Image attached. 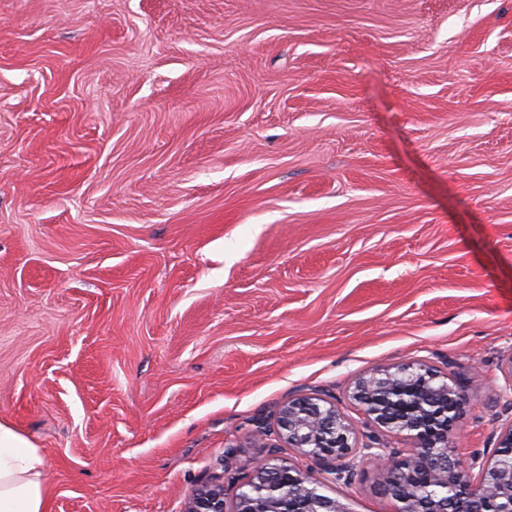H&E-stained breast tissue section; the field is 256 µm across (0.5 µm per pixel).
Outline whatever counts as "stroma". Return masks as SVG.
Returning a JSON list of instances; mask_svg holds the SVG:
<instances>
[{
  "mask_svg": "<svg viewBox=\"0 0 512 512\" xmlns=\"http://www.w3.org/2000/svg\"><path fill=\"white\" fill-rule=\"evenodd\" d=\"M511 353L512 0H0V418L50 512H184L409 361L492 454Z\"/></svg>",
  "mask_w": 512,
  "mask_h": 512,
  "instance_id": "stroma-1",
  "label": "stroma"
}]
</instances>
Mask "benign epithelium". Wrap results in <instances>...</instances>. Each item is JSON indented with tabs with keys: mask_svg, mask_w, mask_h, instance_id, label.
Listing matches in <instances>:
<instances>
[{
	"mask_svg": "<svg viewBox=\"0 0 512 512\" xmlns=\"http://www.w3.org/2000/svg\"><path fill=\"white\" fill-rule=\"evenodd\" d=\"M364 435L333 402L301 396L285 402L278 416V443L251 472L235 479L237 491L227 502L224 482L193 492L186 512H348L338 499L320 491L321 481L278 458L292 448L318 463L334 484H351L357 459L380 471L395 512H512V467L499 457L512 455V396L509 416L495 426L497 447L485 457L459 458L453 435L464 427L466 392L448 383V374L422 363L377 369L360 379L351 394ZM405 436L411 448L384 446V438Z\"/></svg>",
	"mask_w": 512,
	"mask_h": 512,
	"instance_id": "1",
	"label": "benign epithelium"
}]
</instances>
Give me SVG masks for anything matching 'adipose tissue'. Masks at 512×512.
I'll return each mask as SVG.
<instances>
[{
    "label": "adipose tissue",
    "mask_w": 512,
    "mask_h": 512,
    "mask_svg": "<svg viewBox=\"0 0 512 512\" xmlns=\"http://www.w3.org/2000/svg\"><path fill=\"white\" fill-rule=\"evenodd\" d=\"M46 469L43 449L0 418V512H49Z\"/></svg>",
    "instance_id": "obj_1"
}]
</instances>
